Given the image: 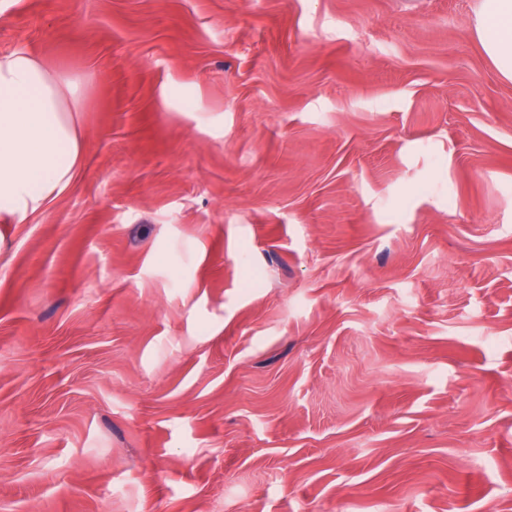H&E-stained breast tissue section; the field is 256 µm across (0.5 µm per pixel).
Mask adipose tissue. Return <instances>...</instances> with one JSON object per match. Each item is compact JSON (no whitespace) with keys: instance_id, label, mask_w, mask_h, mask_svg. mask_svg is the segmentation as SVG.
<instances>
[{"instance_id":"obj_1","label":"adipose tissue","mask_w":512,"mask_h":512,"mask_svg":"<svg viewBox=\"0 0 512 512\" xmlns=\"http://www.w3.org/2000/svg\"><path fill=\"white\" fill-rule=\"evenodd\" d=\"M474 31L512 82V0H477ZM83 78L51 71L26 50L0 54V219L20 224L71 184L81 161L76 119Z\"/></svg>"}]
</instances>
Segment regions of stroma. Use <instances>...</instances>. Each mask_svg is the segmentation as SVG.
<instances>
[{
	"label": "stroma",
	"instance_id": "obj_1",
	"mask_svg": "<svg viewBox=\"0 0 512 512\" xmlns=\"http://www.w3.org/2000/svg\"><path fill=\"white\" fill-rule=\"evenodd\" d=\"M475 3L0 0L87 78L75 179L0 223V512H512Z\"/></svg>",
	"mask_w": 512,
	"mask_h": 512
}]
</instances>
